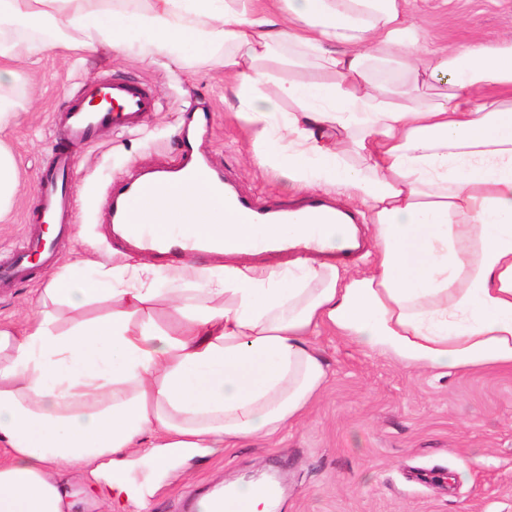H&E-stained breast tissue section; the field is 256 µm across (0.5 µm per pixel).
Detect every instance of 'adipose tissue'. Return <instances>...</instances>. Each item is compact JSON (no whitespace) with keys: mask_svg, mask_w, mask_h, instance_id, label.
<instances>
[{"mask_svg":"<svg viewBox=\"0 0 512 512\" xmlns=\"http://www.w3.org/2000/svg\"><path fill=\"white\" fill-rule=\"evenodd\" d=\"M122 2L0 0V19L37 20L73 51L219 56L256 167L361 205L370 267L337 260L344 225L249 224L203 187L212 220L190 223L179 192H161L158 235H217L223 265L76 262L23 327L0 324V512L103 498L124 512L143 494L134 455L164 471L275 440L327 386L325 332L412 371H512L511 38L427 44L409 0ZM43 50L0 32V132L24 110L16 62ZM278 65L292 77L274 80ZM257 239L297 255L243 264ZM98 299L108 318L61 330V310Z\"/></svg>","mask_w":512,"mask_h":512,"instance_id":"ef3b65f1","label":"adipose tissue"}]
</instances>
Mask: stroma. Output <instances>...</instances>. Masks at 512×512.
<instances>
[{"label":"stroma","instance_id":"1","mask_svg":"<svg viewBox=\"0 0 512 512\" xmlns=\"http://www.w3.org/2000/svg\"><path fill=\"white\" fill-rule=\"evenodd\" d=\"M410 10L424 38L438 45L512 35V0H412ZM17 67L26 80L14 92L26 109L0 134L20 172L12 209L0 221L1 260L29 237L27 215L52 158L53 115L80 96L92 72L146 83L159 109L138 127H109L94 143L75 147L74 231L58 240L53 269L32 261L28 278L0 290V323L22 324L45 280L75 260L111 264L119 244L104 222L107 188L114 179L175 163L190 106L210 111V160L243 193L272 205L300 199L285 179L251 164V128L224 102L217 59H151L134 46L57 49ZM316 343L330 381L282 443L256 439L194 460L157 480L148 512H181L187 494L267 471L285 488L274 512H512V372L415 374L336 336Z\"/></svg>","mask_w":512,"mask_h":512}]
</instances>
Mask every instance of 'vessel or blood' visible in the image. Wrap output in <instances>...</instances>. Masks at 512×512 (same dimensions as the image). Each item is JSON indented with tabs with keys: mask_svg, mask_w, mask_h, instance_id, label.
I'll use <instances>...</instances> for the list:
<instances>
[{
	"mask_svg": "<svg viewBox=\"0 0 512 512\" xmlns=\"http://www.w3.org/2000/svg\"><path fill=\"white\" fill-rule=\"evenodd\" d=\"M98 98L104 100V107L90 108V101ZM156 107L157 100L153 93L133 79L122 76L89 79L84 98L67 106L61 114L60 127L52 145V164L39 180V222H55L62 233L71 226L72 146L91 142L101 129L108 126H134L144 113L155 111ZM169 177L180 182L188 198L193 197L196 187L204 183L222 192L226 203L244 221L260 223L275 219L285 222L292 218L293 210L290 207L266 206L238 192L219 170L209 165L206 158L198 156L193 147L187 145L183 147L181 160L176 167L134 181L116 180L109 187L111 223L130 230L143 249L159 247L160 242L150 224L135 222L134 213L138 210L150 212L159 190ZM301 207L313 224H351L355 221L352 214L337 211L317 195L307 196ZM55 248V239L35 232L29 249L20 250L9 260L0 262V287L10 286L28 276L30 253H42L50 258Z\"/></svg>",
	"mask_w": 512,
	"mask_h": 512,
	"instance_id": "vessel-or-blood-1",
	"label": "vessel or blood"
}]
</instances>
